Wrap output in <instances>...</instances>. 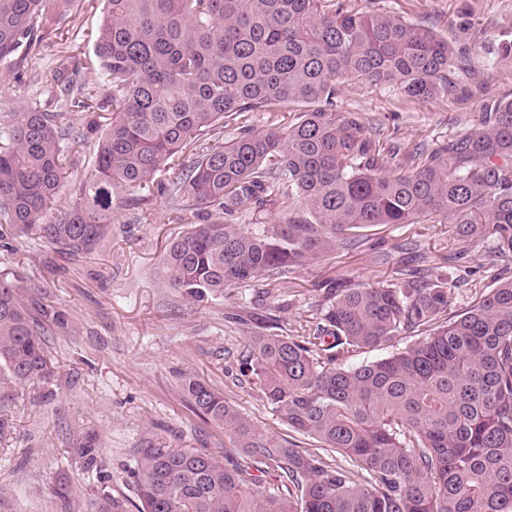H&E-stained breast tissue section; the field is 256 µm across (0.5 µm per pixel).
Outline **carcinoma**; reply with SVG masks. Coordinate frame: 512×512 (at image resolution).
Listing matches in <instances>:
<instances>
[{
    "mask_svg": "<svg viewBox=\"0 0 512 512\" xmlns=\"http://www.w3.org/2000/svg\"><path fill=\"white\" fill-rule=\"evenodd\" d=\"M103 2L93 74L105 93L78 81L69 58L55 66L58 102L82 114L94 162L69 163L80 132L67 113L31 102L4 116L1 224L89 255L119 196L174 165L164 192L196 221L164 256L165 284L198 307L226 288L286 290L293 268L387 224L446 221L463 239L487 230L497 252L512 254V99L492 103L469 134L417 145L393 174L395 154H383L363 117L336 109L348 81L392 84L412 101L455 94L469 54L432 29L342 0ZM48 3L0 0L1 63L26 61L48 39ZM247 112L291 116L254 134ZM65 185L70 204L51 217ZM274 202V223H236ZM452 287L438 267H402L375 285L332 286L318 321L297 335L283 334L269 307L252 316L244 375L290 430L346 465L257 429L187 377L195 413L224 430V459L151 435L134 452L137 502L102 489L90 512H512V278L455 314ZM47 322L62 326L65 315L43 306L35 317L0 274V368L13 384L50 378ZM71 455L96 470V434L78 436ZM270 471L279 484L260 482Z\"/></svg>",
    "mask_w": 512,
    "mask_h": 512,
    "instance_id": "1",
    "label": "carcinoma"
}]
</instances>
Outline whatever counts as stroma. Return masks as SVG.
<instances>
[{
  "label": "stroma",
  "instance_id": "obj_1",
  "mask_svg": "<svg viewBox=\"0 0 512 512\" xmlns=\"http://www.w3.org/2000/svg\"><path fill=\"white\" fill-rule=\"evenodd\" d=\"M348 2L433 29L469 53L478 75L474 83L461 78L457 94L426 102L408 100L391 85H342L338 110L361 113L384 143L405 152L464 135L486 103L512 99V59L499 56L502 43L512 40V0ZM103 8V0H60L50 8L51 35L28 56L26 74L0 65V115L35 100L54 103L58 56H71L77 76L91 71ZM173 177L166 168L156 183L124 192L106 244L86 257L60 253L36 235L0 224V271L17 281L28 306L50 304L68 317L66 329L51 327L45 334L50 381L25 388L0 384V415L15 423L0 439V498L11 512H61L54 493L61 483L71 491V512H87L101 486L99 473L85 471L69 454L74 437L85 430L98 433L101 473L110 475L107 487L122 499L136 497L134 450L148 433L223 455V430L205 423L181 389L188 376L223 393L258 429L311 448V440L289 431L240 380L239 355L250 331L232 317L246 314L254 300L276 307L292 335L315 321L316 304L335 280L383 281L403 265H442L452 249L460 254L452 270L459 282L452 311H463L493 286V236L464 242L448 223L385 225L363 245L295 268L288 293L260 282L225 289L223 299L190 308L164 283L163 256L188 228L158 188Z\"/></svg>",
  "mask_w": 512,
  "mask_h": 512
}]
</instances>
